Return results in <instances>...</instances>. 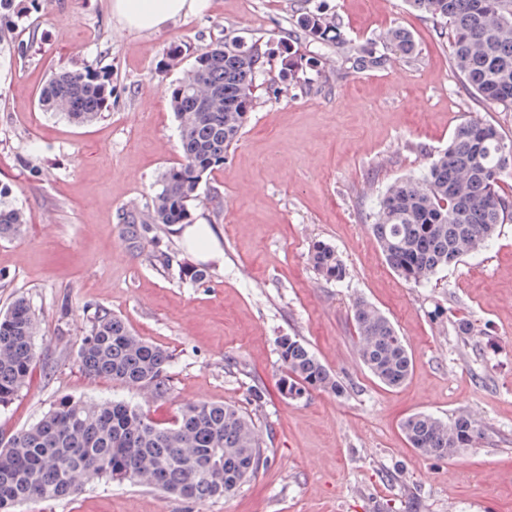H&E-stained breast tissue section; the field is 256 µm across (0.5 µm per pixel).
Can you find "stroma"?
<instances>
[{
	"label": "stroma",
	"instance_id": "1",
	"mask_svg": "<svg viewBox=\"0 0 512 512\" xmlns=\"http://www.w3.org/2000/svg\"><path fill=\"white\" fill-rule=\"evenodd\" d=\"M316 11L336 17L342 40L301 37L302 15ZM391 28L411 34L413 56L389 57L381 36ZM232 37L284 42L318 65L300 84L280 81L276 59L261 76L240 141L190 206L191 223L210 227L217 244L202 262L181 225L131 229L123 219L146 211L161 174L181 160L169 100L184 69ZM20 43L26 55L15 53ZM368 53L386 64L353 69L351 58ZM88 65L112 72V106L100 118L76 124L38 107L52 71ZM475 115L512 137V111L465 91L448 37L407 0H210L151 33L124 27L112 0H40L0 32V187L29 218L24 235L0 240V314L22 297L39 327L31 376L0 408V438L65 396L123 400L164 425L206 401L250 414L266 457L226 498L94 482L78 497L13 512H512V223L423 286L387 266L370 230L388 186L419 175ZM318 241L336 248L343 281L312 268ZM201 262L208 279L185 278L183 265ZM358 298L407 342L413 368L400 388L357 358ZM438 306L470 318L472 335L431 320ZM101 312L169 352L165 397L83 372L78 344ZM282 336L301 339L345 393L281 397ZM257 385L267 390L259 403L249 396ZM469 408L484 435L453 459L421 455L401 431L411 413L448 420Z\"/></svg>",
	"mask_w": 512,
	"mask_h": 512
}]
</instances>
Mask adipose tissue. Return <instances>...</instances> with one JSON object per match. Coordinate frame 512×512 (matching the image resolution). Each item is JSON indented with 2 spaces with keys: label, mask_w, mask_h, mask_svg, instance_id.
<instances>
[{
  "label": "adipose tissue",
  "mask_w": 512,
  "mask_h": 512,
  "mask_svg": "<svg viewBox=\"0 0 512 512\" xmlns=\"http://www.w3.org/2000/svg\"><path fill=\"white\" fill-rule=\"evenodd\" d=\"M208 0H113L112 11L130 30L151 32L169 21L202 12Z\"/></svg>",
  "instance_id": "obj_1"
}]
</instances>
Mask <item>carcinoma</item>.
Wrapping results in <instances>:
<instances>
[{"label": "carcinoma", "instance_id": "1", "mask_svg": "<svg viewBox=\"0 0 512 512\" xmlns=\"http://www.w3.org/2000/svg\"><path fill=\"white\" fill-rule=\"evenodd\" d=\"M415 11L446 26L452 61L467 88L484 102L512 109V0H408ZM305 37L332 44L341 37L333 18L308 13ZM382 39L393 55L415 51L411 35L391 29ZM271 51L253 42L224 40L200 53L174 88L170 108L179 123L182 160L165 171L142 224H184L203 177L224 164L253 109L257 81ZM112 100V74L86 67L62 70L41 87L42 111L75 123L98 119ZM512 139L492 122L472 116L423 172L392 183L379 200L372 234L390 268L409 283H430L445 268L485 250L500 225L512 222ZM28 223L9 191L0 188V239ZM320 276L339 282L346 268L336 249L312 245ZM355 347L362 365L396 389L408 379L412 357L404 337L371 303L352 306ZM37 320L24 298L0 315V406L26 386L36 361ZM282 373L278 392L299 400L312 391L343 393L341 382L294 336L277 342ZM83 371L156 397L168 391L171 356L135 335L117 316L102 314L77 349ZM422 455L451 459L472 448L481 429L467 413L444 421L419 412L401 423ZM258 430L243 410L224 403H189L163 426L123 401L62 398L37 422L0 439V512L28 501L75 497L95 481H130L171 497L201 502L234 494L264 465Z\"/></svg>", "mask_w": 512, "mask_h": 512}]
</instances>
